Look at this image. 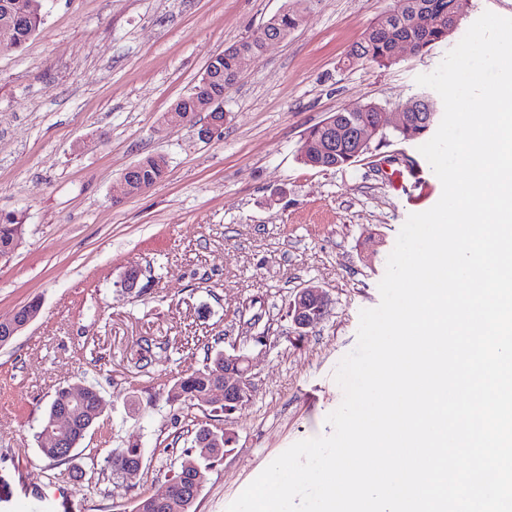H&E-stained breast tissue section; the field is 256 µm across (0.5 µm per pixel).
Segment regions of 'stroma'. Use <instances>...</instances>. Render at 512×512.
<instances>
[{"mask_svg": "<svg viewBox=\"0 0 512 512\" xmlns=\"http://www.w3.org/2000/svg\"><path fill=\"white\" fill-rule=\"evenodd\" d=\"M284 0H47L23 51L0 43V215L23 240L0 262V319L37 300V319L0 347V512H131L164 490L195 427L232 443L206 474L197 512L227 506L293 443L331 434L343 399L334 379L357 344L362 310L378 306L387 259L409 215L442 184L418 146L388 138L380 155L417 161L405 189L392 165L304 166L305 130L342 108L405 107L484 12L512 0H471L447 44L389 67L346 53L396 0H309L299 26L260 53L224 95L222 136L197 137L201 116L158 119L209 59L250 36ZM161 154L163 176L113 204L119 178ZM141 271L139 293L119 282ZM323 288L325 319L297 335L294 294ZM260 316L255 343L244 318ZM167 344L136 363L143 341ZM247 347L255 390L230 413L169 403L160 383L201 366L207 347ZM93 384L107 432L90 431L54 464L35 434L55 390ZM142 450L138 477L104 469L109 449Z\"/></svg>", "mask_w": 512, "mask_h": 512, "instance_id": "obj_1", "label": "stroma"}]
</instances>
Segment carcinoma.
I'll return each instance as SVG.
<instances>
[{"label": "carcinoma", "instance_id": "obj_1", "mask_svg": "<svg viewBox=\"0 0 512 512\" xmlns=\"http://www.w3.org/2000/svg\"><path fill=\"white\" fill-rule=\"evenodd\" d=\"M12 14L0 12V22L8 18L16 23L19 39L13 49L21 50L40 31L44 24V13L39 9L42 0H10ZM305 0H284L283 8L260 28L257 33L242 39L224 49V52L212 57L207 63L204 74L214 81V87L226 88L237 77V57L242 52L258 54L266 47V39L272 37L286 38L297 26L304 10ZM461 15L469 9V0H405L398 14L384 13L352 45L361 56L360 64L388 66L393 64L391 44L393 39L402 38L411 42L418 53L425 54L437 46L448 42V9ZM379 111V106L372 103L360 105L351 111L339 110L341 120L348 118L356 122H372ZM431 132V128L408 121L404 129L391 132V135L407 143H419ZM361 155L354 154L351 147L341 142L336 145L335 153L326 154L320 147L318 126L310 127L302 137L299 147L300 162L310 168L322 170L343 168L360 161ZM167 160L162 155H153L137 162L134 177L155 183L164 173ZM23 225L19 222L0 217V252L5 249L16 250L21 244ZM224 384V350L214 349L205 356L202 367L181 375L166 384L168 400L192 404L206 402L205 395L217 385ZM70 406L72 426L63 435L61 442L65 448L76 449L94 426L89 421L94 410L102 405L100 390L94 385H87L81 400L70 403L69 395L63 388L57 389L49 399L45 412L39 423L37 439L42 455L54 462L66 460L62 449L53 448L43 436L51 424L53 415ZM230 438L224 435V429L215 428L205 433L198 429L193 437L191 450L180 462L179 471L171 478L176 485L175 495L166 503L157 504L149 496L139 497L133 505L132 512H196L195 500L199 499L204 487V475L223 459L228 451ZM121 458L128 466H139L142 461L141 449L137 447L113 448L105 457V463L115 469V460Z\"/></svg>", "mask_w": 512, "mask_h": 512}]
</instances>
